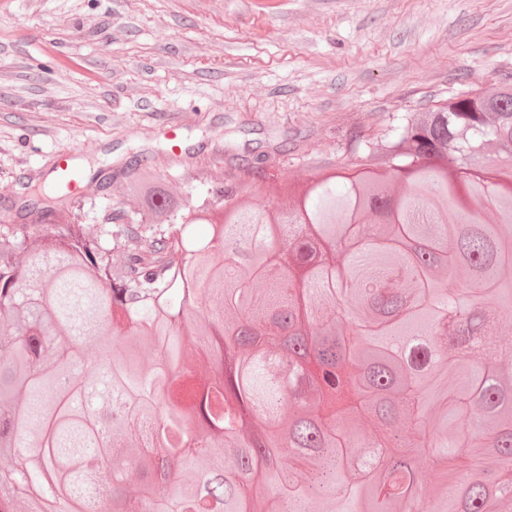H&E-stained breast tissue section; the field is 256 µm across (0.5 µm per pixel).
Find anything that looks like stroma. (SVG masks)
I'll return each mask as SVG.
<instances>
[{"label":"stroma","mask_w":512,"mask_h":512,"mask_svg":"<svg viewBox=\"0 0 512 512\" xmlns=\"http://www.w3.org/2000/svg\"><path fill=\"white\" fill-rule=\"evenodd\" d=\"M507 82L512 0H0V223L62 154L82 200L131 215L132 153L197 204L245 164L302 181L403 113Z\"/></svg>","instance_id":"obj_1"}]
</instances>
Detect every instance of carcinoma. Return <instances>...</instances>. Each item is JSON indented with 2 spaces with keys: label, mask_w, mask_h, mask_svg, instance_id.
I'll return each instance as SVG.
<instances>
[{
  "label": "carcinoma",
  "mask_w": 512,
  "mask_h": 512,
  "mask_svg": "<svg viewBox=\"0 0 512 512\" xmlns=\"http://www.w3.org/2000/svg\"><path fill=\"white\" fill-rule=\"evenodd\" d=\"M490 140L512 149V84L405 113L287 214L251 204L283 183L259 166L191 210L135 153L124 191L142 224L57 181L24 185L19 218L43 232L0 224V481L18 431L41 446L0 512H31L35 493L45 512H257L285 489L297 512H512L469 484L512 469V208L481 215L484 182L512 202V175L478 163ZM306 323L323 378L299 403L288 355L262 347ZM173 422L198 446L169 447ZM369 441L393 494L353 460ZM341 450L347 465L306 497Z\"/></svg>",
  "instance_id": "cac0c4a2"
}]
</instances>
